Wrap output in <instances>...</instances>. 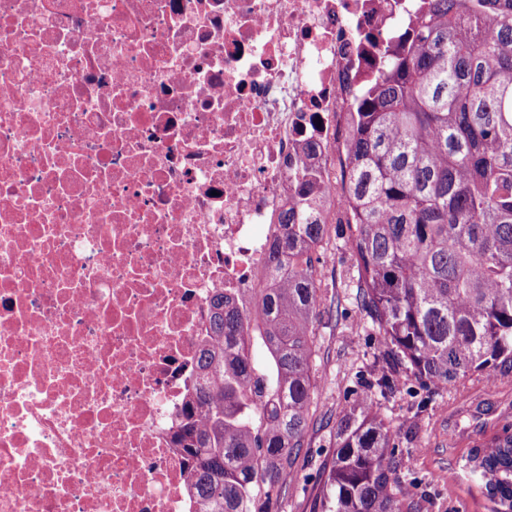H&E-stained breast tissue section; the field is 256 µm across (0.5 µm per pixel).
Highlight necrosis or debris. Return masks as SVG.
I'll return each mask as SVG.
<instances>
[{
  "instance_id": "1",
  "label": "necrosis or debris",
  "mask_w": 512,
  "mask_h": 512,
  "mask_svg": "<svg viewBox=\"0 0 512 512\" xmlns=\"http://www.w3.org/2000/svg\"><path fill=\"white\" fill-rule=\"evenodd\" d=\"M422 0H0V512H195L175 436Z\"/></svg>"
}]
</instances>
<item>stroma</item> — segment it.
Segmentation results:
<instances>
[{
  "label": "stroma",
  "mask_w": 512,
  "mask_h": 512,
  "mask_svg": "<svg viewBox=\"0 0 512 512\" xmlns=\"http://www.w3.org/2000/svg\"><path fill=\"white\" fill-rule=\"evenodd\" d=\"M328 265L336 271L340 305L335 321L318 326L310 448L305 465L287 481L281 512H321L336 422L378 372L377 339L366 329L355 301L357 273L343 240H333ZM376 408L400 433L394 453L397 475L422 512H491L467 457L474 440L512 422V369H496L491 381L476 375L457 388L430 394L403 387L377 400Z\"/></svg>",
  "instance_id": "stroma-1"
}]
</instances>
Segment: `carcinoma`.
<instances>
[{
	"mask_svg": "<svg viewBox=\"0 0 512 512\" xmlns=\"http://www.w3.org/2000/svg\"><path fill=\"white\" fill-rule=\"evenodd\" d=\"M350 113L338 233L378 336L376 379L336 422L322 512H419L400 489L397 431L374 398L413 379L454 386L512 368V0H423ZM269 254L279 277L255 312L213 299L202 383L178 443L199 512H280L308 447L316 321L336 273L329 225L290 210ZM468 463L495 512H512V425Z\"/></svg>",
	"mask_w": 512,
	"mask_h": 512,
	"instance_id": "carcinoma-1",
	"label": "carcinoma"
}]
</instances>
